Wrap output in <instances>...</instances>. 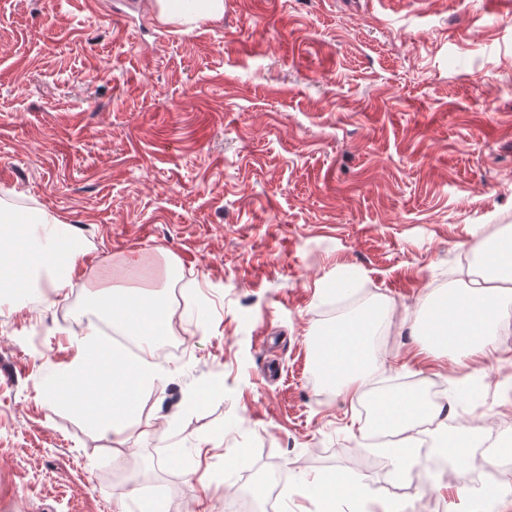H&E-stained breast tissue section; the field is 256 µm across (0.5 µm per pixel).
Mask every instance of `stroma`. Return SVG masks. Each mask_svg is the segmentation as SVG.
<instances>
[{"instance_id":"obj_1","label":"stroma","mask_w":512,"mask_h":512,"mask_svg":"<svg viewBox=\"0 0 512 512\" xmlns=\"http://www.w3.org/2000/svg\"><path fill=\"white\" fill-rule=\"evenodd\" d=\"M0 205L94 246L67 299H0V512H141L144 483L162 512H316L297 486L340 468L364 498L336 512H512L450 489L431 446L399 477L309 347L388 308L379 375L459 382L452 423L512 442V309L476 361L409 334L512 226V0H224L192 26L150 0H0ZM130 252L128 285L175 257L176 315L148 356L163 393L115 436L44 387L75 363L85 288ZM342 270L351 290L327 288Z\"/></svg>"}]
</instances>
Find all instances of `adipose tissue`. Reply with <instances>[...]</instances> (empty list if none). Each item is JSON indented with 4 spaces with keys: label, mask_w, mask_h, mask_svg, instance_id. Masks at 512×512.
Listing matches in <instances>:
<instances>
[{
    "label": "adipose tissue",
    "mask_w": 512,
    "mask_h": 512,
    "mask_svg": "<svg viewBox=\"0 0 512 512\" xmlns=\"http://www.w3.org/2000/svg\"><path fill=\"white\" fill-rule=\"evenodd\" d=\"M156 19L164 25L219 21L224 0H155ZM477 278L433 302L428 311L427 343L422 352L433 359L474 358L487 355L506 306L512 304V235L493 246L480 240ZM81 232L57 219H32L17 215L0 221V293L26 295L44 288L64 292L87 255ZM141 256L117 258L104 269L99 284L86 288V307L94 318L80 331L86 349L96 360H84L74 371L55 377L46 389L54 402L67 404L84 419L102 429L120 433L126 421L140 410L143 396L156 386V376L144 363L125 358L99 337V322L111 323L125 335L154 347L169 335L174 308L162 288L119 284L121 273L140 267ZM387 317L371 307L346 317L341 324L310 338L323 383L336 392L358 398L377 368L373 338ZM443 407L425 402L410 390L393 389L373 404L375 424L401 431L399 445L388 455L400 469L414 457L411 432L422 420L442 416ZM483 434L476 425L443 427L438 453L451 463L464 461ZM303 495L319 503L320 512H334L337 496L362 497L359 485L344 471L310 483Z\"/></svg>",
    "instance_id": "ef3b65f1"
}]
</instances>
